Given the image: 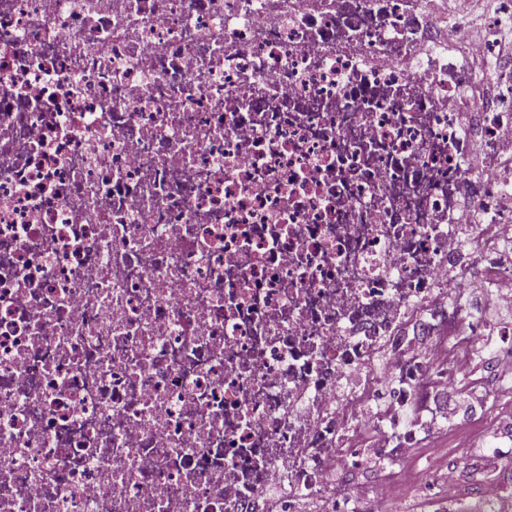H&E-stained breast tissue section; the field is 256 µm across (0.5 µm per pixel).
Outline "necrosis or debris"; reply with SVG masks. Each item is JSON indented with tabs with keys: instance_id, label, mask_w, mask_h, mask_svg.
Returning a JSON list of instances; mask_svg holds the SVG:
<instances>
[{
	"instance_id": "1",
	"label": "necrosis or debris",
	"mask_w": 512,
	"mask_h": 512,
	"mask_svg": "<svg viewBox=\"0 0 512 512\" xmlns=\"http://www.w3.org/2000/svg\"><path fill=\"white\" fill-rule=\"evenodd\" d=\"M428 2L0 0V512H381L454 356L512 384V0ZM437 6L443 10L448 8V12H462L477 17L487 14L491 8L488 0H448V4L438 2ZM499 293L503 298L502 303L485 305L481 309L483 317L492 323L512 320V306H509L507 301L509 297H512V289L505 284L504 288H499Z\"/></svg>"
}]
</instances>
